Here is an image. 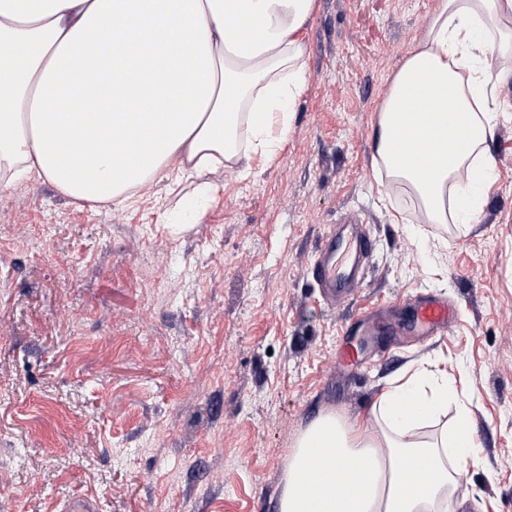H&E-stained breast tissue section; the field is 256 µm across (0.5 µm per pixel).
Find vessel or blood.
Segmentation results:
<instances>
[{
	"mask_svg": "<svg viewBox=\"0 0 512 512\" xmlns=\"http://www.w3.org/2000/svg\"><path fill=\"white\" fill-rule=\"evenodd\" d=\"M370 249V238L356 222L352 223L348 236H326L313 275L328 304L344 301L360 282ZM414 319L423 334H443L453 323L454 307L445 298L427 297L416 305Z\"/></svg>",
	"mask_w": 512,
	"mask_h": 512,
	"instance_id": "vessel-or-blood-1",
	"label": "vessel or blood"
}]
</instances>
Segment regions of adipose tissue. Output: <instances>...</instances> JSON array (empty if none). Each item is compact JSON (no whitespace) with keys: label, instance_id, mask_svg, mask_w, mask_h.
<instances>
[{"label":"adipose tissue","instance_id":"obj_1","mask_svg":"<svg viewBox=\"0 0 512 512\" xmlns=\"http://www.w3.org/2000/svg\"><path fill=\"white\" fill-rule=\"evenodd\" d=\"M314 0H0V187L29 174L84 202L129 205L142 188L232 163L286 141L304 92L299 37ZM512 0H438L394 72L376 160L426 224H469L495 177L489 143L512 104ZM412 95L430 114L410 146L397 116ZM148 105L130 112V97ZM71 99L95 109L57 111ZM416 374L388 388L369 424L311 423L290 454L280 512H451L461 462L477 444L468 408L451 432L416 435L455 395Z\"/></svg>","mask_w":512,"mask_h":512}]
</instances>
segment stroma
I'll list each match as a JSON object with an SVG mask.
<instances>
[{"label": "stroma", "instance_id": "stroma-1", "mask_svg": "<svg viewBox=\"0 0 512 512\" xmlns=\"http://www.w3.org/2000/svg\"><path fill=\"white\" fill-rule=\"evenodd\" d=\"M436 0H315L307 85L288 139L221 187L176 233L194 183L133 206L80 203L46 179L0 190V512H279L299 434L333 413L368 418L389 381L424 367L458 397L422 437L470 411L480 445L455 512H512V118L489 148L475 224L409 221L379 184L373 132L395 69ZM349 211L366 224L367 278L327 307L312 276ZM457 306L421 337L405 299ZM361 367L336 366L344 326Z\"/></svg>", "mask_w": 512, "mask_h": 512}]
</instances>
